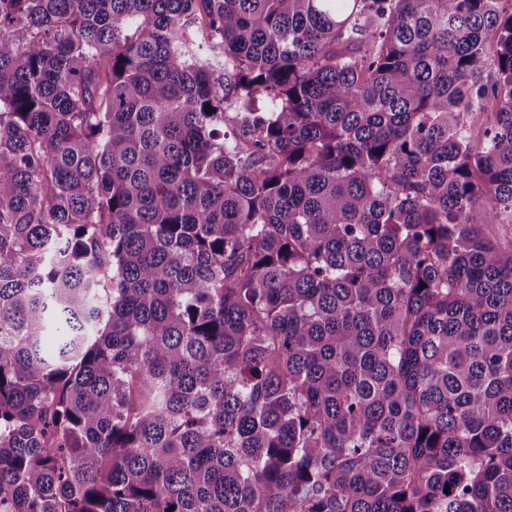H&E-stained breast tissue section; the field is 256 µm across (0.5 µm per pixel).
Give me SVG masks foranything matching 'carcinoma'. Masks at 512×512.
<instances>
[{
    "label": "carcinoma",
    "mask_w": 512,
    "mask_h": 512,
    "mask_svg": "<svg viewBox=\"0 0 512 512\" xmlns=\"http://www.w3.org/2000/svg\"><path fill=\"white\" fill-rule=\"evenodd\" d=\"M504 2L0 0V512H512Z\"/></svg>",
    "instance_id": "1"
}]
</instances>
